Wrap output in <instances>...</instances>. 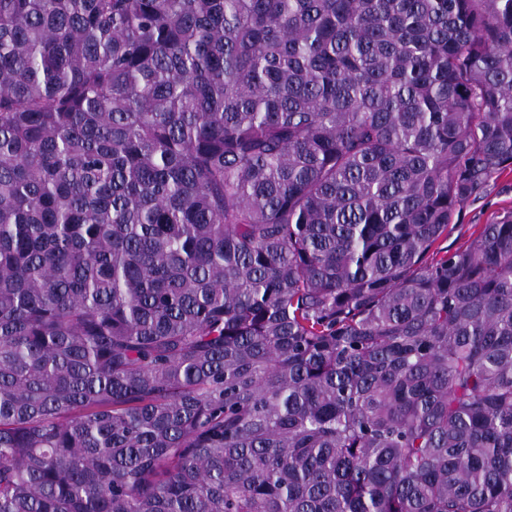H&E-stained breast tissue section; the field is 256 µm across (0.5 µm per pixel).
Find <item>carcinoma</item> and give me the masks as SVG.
<instances>
[{
  "label": "carcinoma",
  "mask_w": 512,
  "mask_h": 512,
  "mask_svg": "<svg viewBox=\"0 0 512 512\" xmlns=\"http://www.w3.org/2000/svg\"><path fill=\"white\" fill-rule=\"evenodd\" d=\"M512 0H0V512H512ZM512 211V171L493 177L481 199L465 202L457 208L455 224L442 245L457 248L463 245L482 224H491Z\"/></svg>",
  "instance_id": "1"
}]
</instances>
